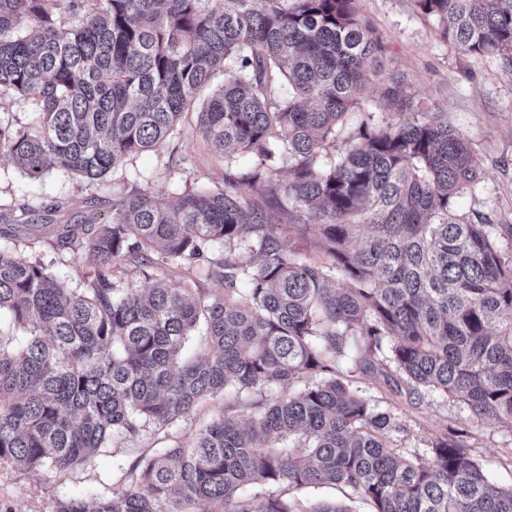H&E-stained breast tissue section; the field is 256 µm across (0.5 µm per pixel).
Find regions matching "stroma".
<instances>
[{
  "mask_svg": "<svg viewBox=\"0 0 512 512\" xmlns=\"http://www.w3.org/2000/svg\"><path fill=\"white\" fill-rule=\"evenodd\" d=\"M362 20L375 30L383 47V67L361 105L345 116L340 136L321 156L323 165L334 161L346 136L367 113L380 109V96L393 81H400L422 112L447 113L451 124L468 140L480 167L475 186L456 202L458 214H483L496 224H512V55L472 56L443 38L435 17L425 15L417 0H356ZM252 154L227 150L217 155L203 138L197 111L182 115L165 148L128 157L101 180L86 181L70 171L49 167L42 179L30 181L7 157L0 155V225L15 223L21 206L56 204L54 223L76 221L84 216L104 223L112 214L113 202L135 188L149 189L161 202L173 200L182 191L208 187L223 188L226 175L237 177L253 172ZM269 223L276 225L284 248L299 250L302 258L319 265L325 257L320 244L301 239L289 226L287 212L266 205ZM0 249L41 262L47 271L73 291H81L96 268L88 252L71 253L44 242L0 236ZM206 260L194 272L161 264L150 271L123 263L114 271V282L124 289L145 290L163 278L179 286L196 283L206 295H223L224 284L207 274L209 261L225 258L222 242L204 246ZM340 378L351 389L379 408L395 414L402 433L391 434L389 443L407 458H425L426 451L451 430H462L459 442L484 467L488 476L503 486L512 485V433L487 422L470 424L456 403L432 397L418 401L406 389L387 384L383 375L355 371L347 358H340ZM277 393L276 387L243 392L240 397L217 398L201 405L191 416L161 428L146 425L139 436L110 440L92 463L74 468L65 477L45 470H28L0 465V512H54L65 498L83 495L110 497L125 485L124 473L144 455L178 443L217 415L248 426L255 405ZM333 500L351 504L354 512H371L370 506L353 499L350 490L321 487L292 490L279 485L260 489L253 506L261 512L267 494Z\"/></svg>",
  "mask_w": 512,
  "mask_h": 512,
  "instance_id": "1",
  "label": "stroma"
}]
</instances>
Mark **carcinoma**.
I'll use <instances>...</instances> for the list:
<instances>
[{
    "label": "carcinoma",
    "mask_w": 512,
    "mask_h": 512,
    "mask_svg": "<svg viewBox=\"0 0 512 512\" xmlns=\"http://www.w3.org/2000/svg\"><path fill=\"white\" fill-rule=\"evenodd\" d=\"M417 2L463 52L512 51V0ZM382 53L355 0H0V93L38 106L29 125L0 122V154L30 179L56 166L98 180L161 150L220 69L200 132L215 152L233 147L261 166L166 205L135 190L106 224L11 227L91 253L97 270L76 293L0 250V464L64 475L109 440L186 418L230 387L284 388L247 429L219 417L138 459L111 497H71L56 512H193L199 501L255 512L249 490L281 484L344 486L374 512H512V487L456 442L407 459L386 444L400 430L393 414L336 377L292 389L333 371L357 337L365 353L353 368L374 374L387 360L417 398L451 399L472 422L512 431V225L456 214L478 177L467 140L443 114L414 110L396 83L381 96L387 118L367 115L336 160L320 162ZM280 163L291 176L274 184ZM261 196L322 245L323 265L282 248ZM246 238L257 252L219 264L222 296L112 280L118 261L190 269L204 242ZM202 320L203 346L181 358ZM263 512L350 509L270 495Z\"/></svg>",
    "instance_id": "1"
}]
</instances>
